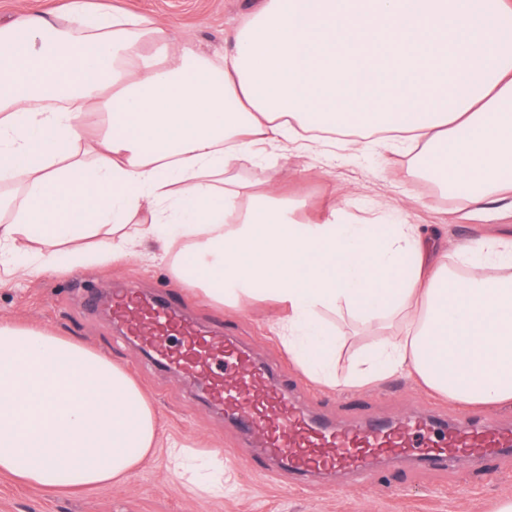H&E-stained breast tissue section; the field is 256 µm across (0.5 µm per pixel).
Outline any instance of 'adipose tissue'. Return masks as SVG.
<instances>
[{
  "label": "adipose tissue",
  "mask_w": 512,
  "mask_h": 512,
  "mask_svg": "<svg viewBox=\"0 0 512 512\" xmlns=\"http://www.w3.org/2000/svg\"><path fill=\"white\" fill-rule=\"evenodd\" d=\"M512 6L503 0H259L233 48L207 57L128 12L69 0L0 23V269L121 261L181 242L175 276L216 301L273 299L307 375L331 382L317 320L345 307L396 333L353 380L417 375L471 405L512 403V242L469 248L472 270L413 224L302 223L244 163L295 146L357 154L414 141L421 176L472 204L512 195ZM164 446L176 474L224 496V456L160 443L129 373L71 340L0 324V472L44 488L122 481Z\"/></svg>",
  "instance_id": "obj_1"
}]
</instances>
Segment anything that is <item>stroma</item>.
I'll list each match as a JSON object with an SVG mask.
<instances>
[{
  "instance_id": "stroma-1",
  "label": "stroma",
  "mask_w": 512,
  "mask_h": 512,
  "mask_svg": "<svg viewBox=\"0 0 512 512\" xmlns=\"http://www.w3.org/2000/svg\"><path fill=\"white\" fill-rule=\"evenodd\" d=\"M111 9L151 16L176 40H189L217 56L230 50L236 28L255 0H103ZM245 178L263 184L275 178L281 196L303 201L296 216L321 221L331 209L343 210L351 222L375 220L391 213L405 224L436 231L448 265L460 269L465 248L487 238H512V202L494 201L474 207L464 197L441 192L423 181L405 153L365 144L359 157L347 154L328 160L305 152L278 151L245 164ZM100 258L73 268L0 275V323H19L69 338L124 367L149 398L160 439L174 437L199 450L224 454V471L236 492L221 499L199 497L169 469L164 449L148 457L126 481L83 490L65 486L45 489L19 483L0 472V512H496L512 500V451L503 454L497 471L476 474L471 487L456 485V473L433 472L412 462H392L363 476L356 489L334 491L335 477L309 480L293 487L290 473L256 472L248 439L212 407L196 382L164 366L150 355H133L125 337L103 310L85 306L88 291H106L113 278H125L141 297L164 293L176 278L161 261L160 243L143 244L137 255L107 260L111 239L90 242ZM183 314L203 326L220 325L247 342L256 360L273 368L279 379L298 380L307 410L334 424L374 418L394 421L419 406L453 414L462 405L433 393L418 378L398 375L357 385L351 377L361 354L386 337V330H367L346 312H322L320 320L336 338L332 362L335 384L308 377L288 353L274 329L281 317L270 300L239 306L219 304L196 287L183 289Z\"/></svg>"
}]
</instances>
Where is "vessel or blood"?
<instances>
[{
    "label": "vessel or blood",
    "instance_id": "1",
    "mask_svg": "<svg viewBox=\"0 0 512 512\" xmlns=\"http://www.w3.org/2000/svg\"><path fill=\"white\" fill-rule=\"evenodd\" d=\"M112 318L122 323L130 345L153 349L199 379L212 400L254 437L256 457L268 466L285 461L300 473L360 475L380 458L420 456L427 467L444 470L461 456L493 463L512 447V426L479 423L466 412L445 427L418 414L396 423L345 427L311 416L295 390L257 365L243 345L220 327L199 328L179 313L174 299L149 303L117 291Z\"/></svg>",
    "mask_w": 512,
    "mask_h": 512
}]
</instances>
